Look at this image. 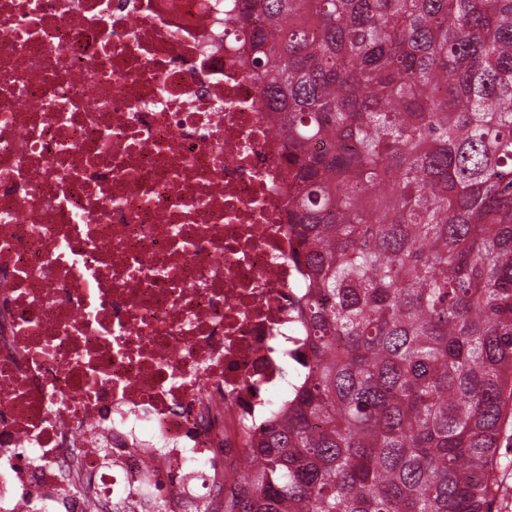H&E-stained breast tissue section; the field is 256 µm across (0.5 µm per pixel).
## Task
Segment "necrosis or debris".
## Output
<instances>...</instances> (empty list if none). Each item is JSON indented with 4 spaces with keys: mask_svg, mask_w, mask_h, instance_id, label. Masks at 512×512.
I'll use <instances>...</instances> for the list:
<instances>
[{
    "mask_svg": "<svg viewBox=\"0 0 512 512\" xmlns=\"http://www.w3.org/2000/svg\"><path fill=\"white\" fill-rule=\"evenodd\" d=\"M238 0H0V512L246 487L310 336Z\"/></svg>",
    "mask_w": 512,
    "mask_h": 512,
    "instance_id": "1",
    "label": "necrosis or debris"
}]
</instances>
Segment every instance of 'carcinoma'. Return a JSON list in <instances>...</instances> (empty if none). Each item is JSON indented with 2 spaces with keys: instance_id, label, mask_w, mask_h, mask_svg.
<instances>
[{
  "instance_id": "obj_1",
  "label": "carcinoma",
  "mask_w": 512,
  "mask_h": 512,
  "mask_svg": "<svg viewBox=\"0 0 512 512\" xmlns=\"http://www.w3.org/2000/svg\"><path fill=\"white\" fill-rule=\"evenodd\" d=\"M283 113L306 376L224 512H493L512 422V0H240ZM322 149L313 151L311 144Z\"/></svg>"
}]
</instances>
